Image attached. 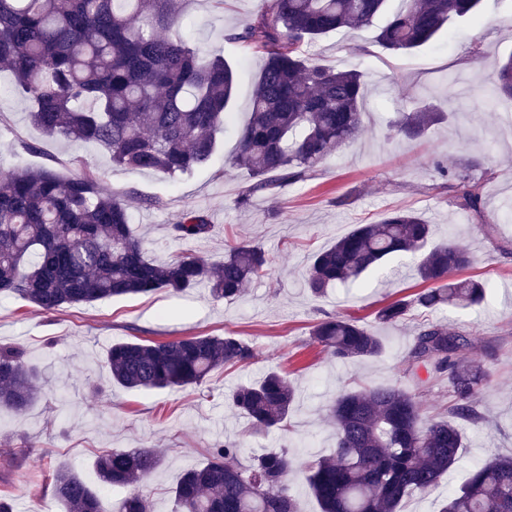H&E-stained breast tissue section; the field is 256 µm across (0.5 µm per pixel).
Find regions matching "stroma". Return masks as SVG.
Segmentation results:
<instances>
[{
    "label": "stroma",
    "instance_id": "35a3bbf8",
    "mask_svg": "<svg viewBox=\"0 0 512 512\" xmlns=\"http://www.w3.org/2000/svg\"><path fill=\"white\" fill-rule=\"evenodd\" d=\"M260 6V0H231L219 11L207 0H182L185 32L234 64L239 81L230 105L235 123L218 134L213 163L177 179L116 166L94 146L47 137L31 123L23 97H0V161L13 167L48 165L68 177L76 172L71 158L84 157L110 190L125 196L134 231L156 261L184 254L220 260L230 246L247 242L260 245L271 264L270 275L250 281L233 299H212L200 287L180 296L114 298L46 314L21 298H0V344L25 350L42 387L27 412L0 409V494L14 498L16 512H63L49 488L58 465L78 473L93 490L123 497L125 488L100 483L94 470L96 457L115 448L163 452V466L140 487L155 512H172L171 490L180 476L228 440L239 441L245 457L266 448L330 455L332 399L345 388L403 383L405 359L423 322H444L472 336V354L486 365L490 381L479 406L485 420L466 427L460 460L429 495L407 498L402 512H439L449 490L462 486L477 465L495 454H512V251L499 247L512 241V121L506 117L512 102L488 94L498 61L512 52V0H482L479 22L453 21L450 35L411 55L392 54L376 43L386 14L368 27L339 31L311 45L310 53L326 65L362 64L364 130L311 177L241 205L237 199L252 177L228 168L227 161L249 117L262 59L228 36ZM450 74L457 81L447 92L443 84ZM419 102L448 113L447 123L420 140L391 135L389 121ZM442 167L480 184L481 212L459 206L438 173ZM187 209L209 216L214 226L209 236L172 235V224ZM399 209L428 220L434 241L452 239L470 253L467 275L488 284L483 305L414 309L398 324L377 323L374 314L382 303L422 287L407 259L397 272L375 274L363 288L332 286L320 296L309 291L305 274L314 253L356 225ZM489 223L498 227L492 238L485 232ZM327 315L360 318L383 339V354L357 362L331 359L311 342L313 325ZM226 335L251 343L253 360L218 369L196 388L129 390L112 383L104 363L107 347L118 340ZM273 368L296 387L297 399L285 427L253 435L226 398Z\"/></svg>",
    "mask_w": 512,
    "mask_h": 512
}]
</instances>
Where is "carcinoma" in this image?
Segmentation results:
<instances>
[{"instance_id":"cac0c4a2","label":"carcinoma","mask_w":512,"mask_h":512,"mask_svg":"<svg viewBox=\"0 0 512 512\" xmlns=\"http://www.w3.org/2000/svg\"><path fill=\"white\" fill-rule=\"evenodd\" d=\"M261 2L229 35L264 57L250 116L228 160L253 179L240 203L309 177L360 132L364 72L326 66L304 46L369 26L388 0ZM403 2L376 36L395 54L431 43L453 19H477L481 0ZM181 21L178 0H0V69L12 72L11 91L29 102L31 122L46 136L93 145L116 165L187 175L211 163L216 134L232 121L237 69L196 43L164 35ZM491 90L497 100H512V55L500 62ZM446 118L418 105L390 131L416 140ZM71 164L79 169L71 178L47 166L0 169V296L20 297L47 313L200 286L221 300L239 296L248 282L268 273L265 251L248 243L230 247L216 262L183 256L156 263L134 232L126 201L84 158L75 156ZM442 175L461 206L481 211L478 183L456 172ZM171 231L177 239H196L209 235L212 224L190 210ZM430 237L431 225L410 211L360 224L312 257L307 286L320 295L395 256L417 254V275L429 287L383 305L378 323H398L415 305H480L484 282L452 279L472 264L469 253L451 242L428 250ZM311 339L340 362L376 358L385 350L381 337L350 316L319 320ZM471 346L472 338L457 329L426 323L407 353L405 375L417 387L448 380V418L425 417L418 393L397 384L344 389L327 409L336 436L331 455L297 458L282 448L243 459L240 443L226 441L204 465L181 475L172 490L173 512H299L289 479L296 471L320 512H398L404 499L429 493L456 463L464 448L462 425L483 420L478 400L489 372L471 356ZM253 357V346L237 336L120 341L105 355L111 380L139 390L200 386L215 370ZM35 372L20 348L1 344L0 407L24 412L33 405L40 394ZM295 399V387L277 370L228 396L253 433L286 426ZM163 461L149 448L114 449L98 456L94 467L102 482L135 488ZM52 487L65 512H154L138 492L105 500L65 466L53 470ZM439 512H512V456L477 466Z\"/></svg>"}]
</instances>
